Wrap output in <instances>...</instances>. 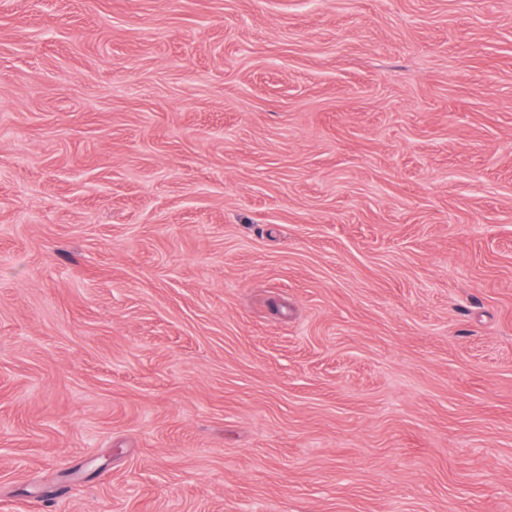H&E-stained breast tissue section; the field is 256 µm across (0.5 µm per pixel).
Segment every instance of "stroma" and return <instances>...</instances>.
I'll return each mask as SVG.
<instances>
[{
  "instance_id": "35a3bbf8",
  "label": "stroma",
  "mask_w": 512,
  "mask_h": 512,
  "mask_svg": "<svg viewBox=\"0 0 512 512\" xmlns=\"http://www.w3.org/2000/svg\"><path fill=\"white\" fill-rule=\"evenodd\" d=\"M0 512H512V0H0Z\"/></svg>"
}]
</instances>
